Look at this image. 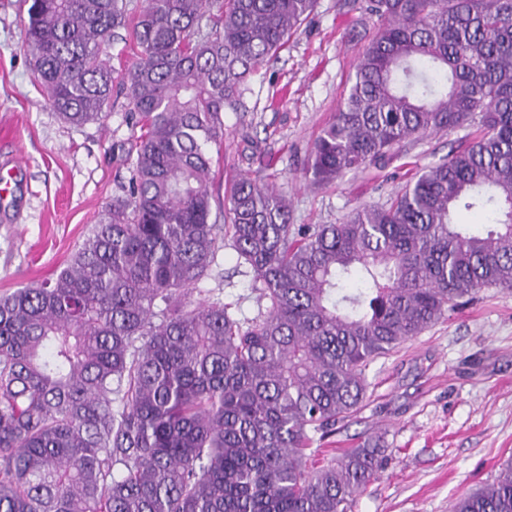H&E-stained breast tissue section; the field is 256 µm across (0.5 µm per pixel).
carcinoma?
I'll list each match as a JSON object with an SVG mask.
<instances>
[{
	"instance_id": "obj_1",
	"label": "carcinoma",
	"mask_w": 512,
	"mask_h": 512,
	"mask_svg": "<svg viewBox=\"0 0 512 512\" xmlns=\"http://www.w3.org/2000/svg\"><path fill=\"white\" fill-rule=\"evenodd\" d=\"M317 0H150L122 77L129 191L55 277L0 295V512H348L386 448L316 459L365 369L485 288L512 289V0H364L375 33L316 139L329 182L478 125L386 206L294 224L239 177L210 222L224 112ZM125 0H31L24 43L60 119L100 122ZM486 210L485 230L455 220ZM266 305L194 299L224 243ZM451 512H512V462Z\"/></svg>"
}]
</instances>
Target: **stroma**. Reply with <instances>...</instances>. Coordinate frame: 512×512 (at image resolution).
Listing matches in <instances>:
<instances>
[{
    "mask_svg": "<svg viewBox=\"0 0 512 512\" xmlns=\"http://www.w3.org/2000/svg\"><path fill=\"white\" fill-rule=\"evenodd\" d=\"M26 0H0V295L52 276L114 197L124 195L140 126L114 87L103 123L74 126L49 107L24 45ZM359 0H318L286 47L248 83L246 108L224 114L213 160L211 218L246 174L273 183L297 224H335L359 206L383 205L406 181L468 141V128L411 138L384 167L312 183L304 174L374 32ZM202 299L230 303L236 318L261 302L225 248L199 285ZM367 397L337 423L325 448L381 440L386 459L351 512H449L460 495L492 482L512 460V290L487 288L366 369Z\"/></svg>",
    "mask_w": 512,
    "mask_h": 512,
    "instance_id": "obj_1",
    "label": "stroma"
}]
</instances>
